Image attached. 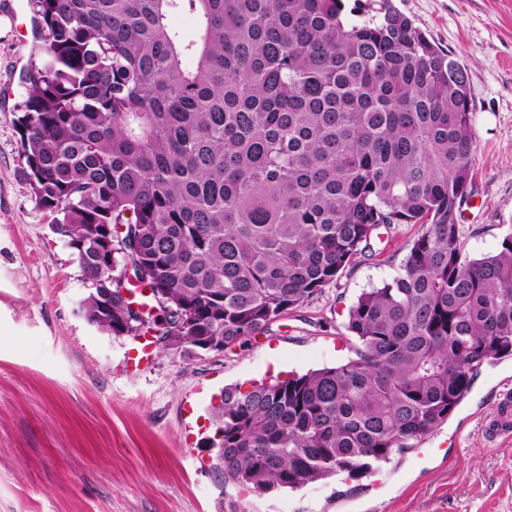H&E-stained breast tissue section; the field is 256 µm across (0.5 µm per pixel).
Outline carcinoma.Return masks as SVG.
I'll use <instances>...</instances> for the list:
<instances>
[{
	"mask_svg": "<svg viewBox=\"0 0 512 512\" xmlns=\"http://www.w3.org/2000/svg\"><path fill=\"white\" fill-rule=\"evenodd\" d=\"M23 175L114 336L179 322L228 351L335 284L382 226L421 224L401 272L348 311L352 356L224 390V479L257 494L369 477L512 356V234L465 252V71L389 0H30ZM196 16L197 38L169 24ZM461 79H449L453 70ZM122 224L106 275L92 226ZM149 301L124 295L126 265Z\"/></svg>",
	"mask_w": 512,
	"mask_h": 512,
	"instance_id": "carcinoma-1",
	"label": "carcinoma"
}]
</instances>
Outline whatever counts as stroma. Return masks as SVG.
I'll return each mask as SVG.
<instances>
[{"instance_id": "obj_1", "label": "stroma", "mask_w": 512, "mask_h": 512, "mask_svg": "<svg viewBox=\"0 0 512 512\" xmlns=\"http://www.w3.org/2000/svg\"><path fill=\"white\" fill-rule=\"evenodd\" d=\"M468 76L474 189L457 215L467 253L512 233V0H390ZM29 0H0V512H512V440L490 441L512 357L484 365L447 421L376 474L255 494L217 469L224 388L333 366L350 355L348 309L399 272L420 227L380 228L344 270L229 353L152 346L89 323L88 287L22 175L20 77L36 58Z\"/></svg>"}]
</instances>
